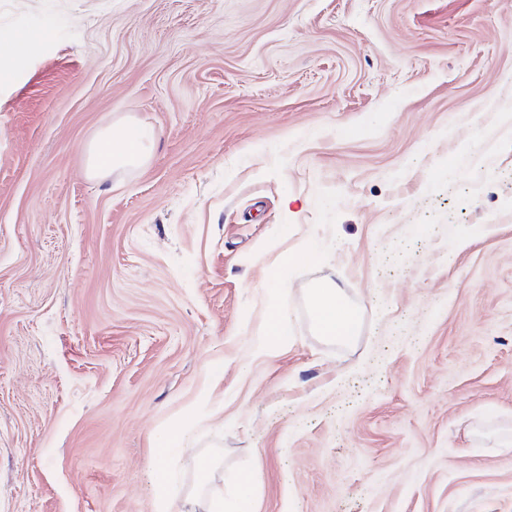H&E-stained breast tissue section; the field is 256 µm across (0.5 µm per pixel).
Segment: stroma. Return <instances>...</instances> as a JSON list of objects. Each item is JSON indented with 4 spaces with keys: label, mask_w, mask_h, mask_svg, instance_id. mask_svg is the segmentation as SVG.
<instances>
[{
    "label": "stroma",
    "mask_w": 512,
    "mask_h": 512,
    "mask_svg": "<svg viewBox=\"0 0 512 512\" xmlns=\"http://www.w3.org/2000/svg\"><path fill=\"white\" fill-rule=\"evenodd\" d=\"M510 431L512 0H0V512H512ZM155 139V132L145 124L119 122L116 127L103 129L89 144L85 173L88 177L105 180L112 172L142 165ZM310 315L319 336L349 344L357 334L361 313L335 281L326 279L309 290ZM260 347L272 350L288 343V331L285 318L276 309H271L260 331ZM196 418L195 412H189L180 422L167 428L159 437L157 457L164 459L171 448H181L186 432L192 427ZM153 483L156 488L153 512H173V502L169 494L170 476L165 466L159 465L154 469ZM256 480L252 472H241L234 493L225 505L226 512H254Z\"/></svg>",
    "instance_id": "obj_1"
}]
</instances>
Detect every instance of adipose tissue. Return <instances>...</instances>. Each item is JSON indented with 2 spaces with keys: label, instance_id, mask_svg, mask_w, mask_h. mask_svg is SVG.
<instances>
[{
  "label": "adipose tissue",
  "instance_id": "obj_1",
  "mask_svg": "<svg viewBox=\"0 0 512 512\" xmlns=\"http://www.w3.org/2000/svg\"><path fill=\"white\" fill-rule=\"evenodd\" d=\"M154 139L152 128L136 122L103 129L89 144L86 175L104 180L115 170L142 165ZM309 302L310 315L320 336L342 344L353 341L361 313L335 281L326 279L310 288Z\"/></svg>",
  "mask_w": 512,
  "mask_h": 512
}]
</instances>
